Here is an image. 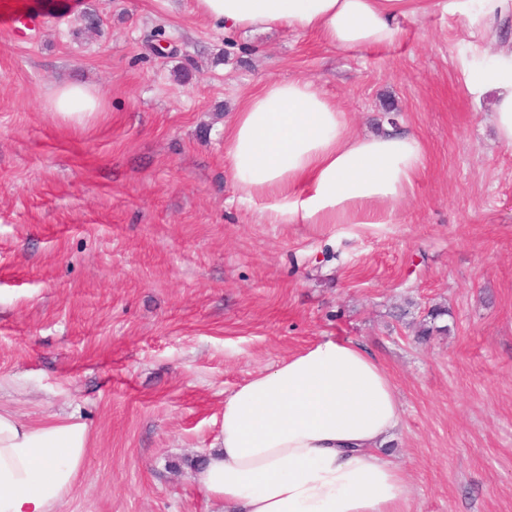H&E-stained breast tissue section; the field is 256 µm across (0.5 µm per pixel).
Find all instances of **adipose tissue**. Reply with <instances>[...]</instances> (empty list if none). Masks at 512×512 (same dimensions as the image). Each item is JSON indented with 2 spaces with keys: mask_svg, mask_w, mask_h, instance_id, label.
Masks as SVG:
<instances>
[{
  "mask_svg": "<svg viewBox=\"0 0 512 512\" xmlns=\"http://www.w3.org/2000/svg\"><path fill=\"white\" fill-rule=\"evenodd\" d=\"M490 28L512 0H193L228 31L287 27L344 53L396 43L403 22L435 9ZM466 78L512 146V42ZM93 87H57L50 111L76 122L100 111ZM425 147L394 127L354 132L349 113L313 82L271 79L224 128V167L270 224H391L424 167ZM394 386L361 345L321 339L224 399L193 470L213 512H401L403 472L383 448L400 424ZM90 449L86 424L22 419L0 405V512H56L75 491Z\"/></svg>",
  "mask_w": 512,
  "mask_h": 512,
  "instance_id": "obj_1",
  "label": "adipose tissue"
}]
</instances>
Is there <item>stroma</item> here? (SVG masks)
<instances>
[{
    "label": "stroma",
    "mask_w": 512,
    "mask_h": 512,
    "mask_svg": "<svg viewBox=\"0 0 512 512\" xmlns=\"http://www.w3.org/2000/svg\"><path fill=\"white\" fill-rule=\"evenodd\" d=\"M78 4L26 39L0 27V404L87 425L59 512H209L189 461L225 396L326 336L391 377L403 512H512V147L465 83L512 21L476 37L437 10L351 55L224 32L190 0ZM269 78L314 81L357 133L423 141L396 223L269 224L242 201L224 124ZM64 81L101 112H49Z\"/></svg>",
    "instance_id": "obj_1"
}]
</instances>
